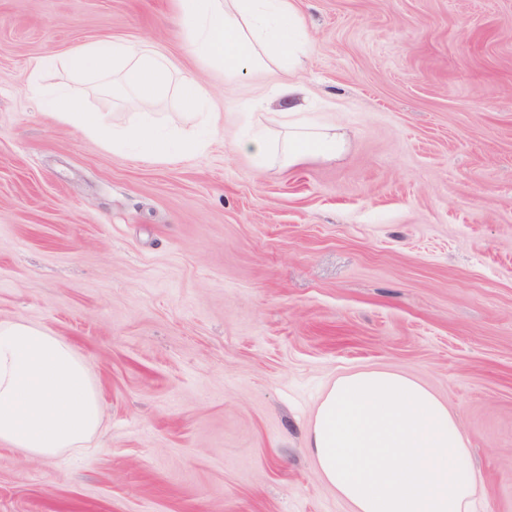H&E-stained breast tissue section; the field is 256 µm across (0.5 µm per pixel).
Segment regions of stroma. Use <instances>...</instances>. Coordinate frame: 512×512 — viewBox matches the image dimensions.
Returning <instances> with one entry per match:
<instances>
[{"label":"stroma","instance_id":"stroma-1","mask_svg":"<svg viewBox=\"0 0 512 512\" xmlns=\"http://www.w3.org/2000/svg\"><path fill=\"white\" fill-rule=\"evenodd\" d=\"M302 119L333 160L283 166L269 74L191 56L175 0H0V320L69 342L106 407L96 446L0 444V512H351L306 432L328 388L406 374L455 413L474 512H512V0H299ZM147 45L196 78L217 129L175 99L152 121L202 146L112 148L121 90L36 60ZM68 87L91 137L47 112Z\"/></svg>","mask_w":512,"mask_h":512}]
</instances>
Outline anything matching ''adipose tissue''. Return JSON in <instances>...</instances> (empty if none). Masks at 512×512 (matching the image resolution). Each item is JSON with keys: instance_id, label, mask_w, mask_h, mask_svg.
Masks as SVG:
<instances>
[{"instance_id": "ef3b65f1", "label": "adipose tissue", "mask_w": 512, "mask_h": 512, "mask_svg": "<svg viewBox=\"0 0 512 512\" xmlns=\"http://www.w3.org/2000/svg\"><path fill=\"white\" fill-rule=\"evenodd\" d=\"M188 51L220 63L228 76H282L285 113L296 110L293 75L310 48L296 0H177ZM60 64L78 75L116 78L135 104L176 95L184 108L204 104L195 80L151 48L122 41L79 45ZM63 123L91 136L103 121L80 111L64 91L47 99ZM157 159L170 158L169 137L148 117L112 135ZM344 138L335 126L289 127L280 159H335ZM105 411L86 360L65 339L24 321L0 320V443L26 456L51 458L88 448ZM321 479L353 512H471L481 477L456 415L426 386L387 370L342 376L320 402L306 434Z\"/></svg>"}]
</instances>
